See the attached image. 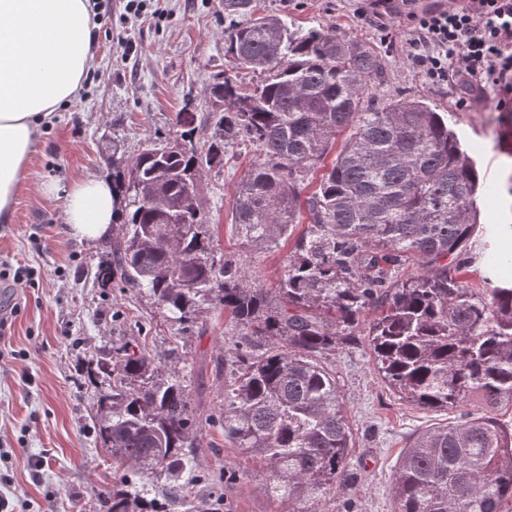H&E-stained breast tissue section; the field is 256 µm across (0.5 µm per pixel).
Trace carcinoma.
I'll return each mask as SVG.
<instances>
[{"instance_id": "1", "label": "carcinoma", "mask_w": 512, "mask_h": 512, "mask_svg": "<svg viewBox=\"0 0 512 512\" xmlns=\"http://www.w3.org/2000/svg\"><path fill=\"white\" fill-rule=\"evenodd\" d=\"M252 2L224 0L225 13L243 16L224 29L225 52L262 80L243 89L226 77L211 89L225 108L208 143L197 145L187 115L174 139L112 157L119 239L97 282L148 297L183 332L201 304L220 306L236 340L216 363L224 405L204 418L184 377L159 366L179 359L178 347L159 356L133 339L95 361L109 390L94 429L120 473L97 493L100 512L185 502L205 422L258 459L272 497L322 512L349 485L354 443L324 359L358 342L401 398L424 410L473 406L413 439L392 475V512H512V432L493 416L512 406V253L483 246L485 287L466 279L478 196L490 201L495 189L480 182L448 113L419 99L376 102L377 56L332 30L255 18ZM243 143L257 156L236 186L232 236L271 251L307 220L272 291L236 255H216L202 224L203 177ZM148 473L166 476L163 499L140 485ZM208 483L213 493L186 501L189 512H219L224 475Z\"/></svg>"}]
</instances>
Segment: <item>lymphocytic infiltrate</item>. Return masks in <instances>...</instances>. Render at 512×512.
<instances>
[{
  "instance_id": "1",
  "label": "lymphocytic infiltrate",
  "mask_w": 512,
  "mask_h": 512,
  "mask_svg": "<svg viewBox=\"0 0 512 512\" xmlns=\"http://www.w3.org/2000/svg\"><path fill=\"white\" fill-rule=\"evenodd\" d=\"M375 23L402 15L411 23L409 57L427 83H449L459 107L493 95L512 112V0H458L444 10H421L417 0H370Z\"/></svg>"
}]
</instances>
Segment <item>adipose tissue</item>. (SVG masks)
Listing matches in <instances>:
<instances>
[{
    "label": "adipose tissue",
    "mask_w": 512,
    "mask_h": 512,
    "mask_svg": "<svg viewBox=\"0 0 512 512\" xmlns=\"http://www.w3.org/2000/svg\"><path fill=\"white\" fill-rule=\"evenodd\" d=\"M97 27L92 0H0V224L13 219L40 126L79 99L95 68ZM113 209L105 180L81 179L65 194L67 228L90 244L110 235Z\"/></svg>",
    "instance_id": "ef3b65f1"
}]
</instances>
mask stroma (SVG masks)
Segmentation results:
<instances>
[{"label":"stroma","mask_w":512,"mask_h":512,"mask_svg":"<svg viewBox=\"0 0 512 512\" xmlns=\"http://www.w3.org/2000/svg\"><path fill=\"white\" fill-rule=\"evenodd\" d=\"M258 15L287 19L293 28L335 30L381 61L378 101L422 97L447 113L463 146H478L476 164L484 183L497 191L481 205L483 225L512 224V133L505 132L493 103L458 108V90L427 85L407 58L406 18L395 16L388 31L360 18L357 0H256ZM142 19L126 0H109L96 13L97 66L79 100L45 128L21 179L12 223L0 224V271L32 268L34 279L19 284L10 300L14 313L0 333V477H9L15 512H96L95 493L111 486L112 466L93 433L91 416L103 385L84 368L131 336L154 353L178 341L177 365L199 414L219 411L224 381L213 358L224 349L233 323L219 307H203L193 330L181 331L147 299L132 291L102 290L92 268L112 252L111 240L88 245L70 235L63 192L87 176H108L113 152L135 155L150 141L175 137L176 116L195 115V140L204 144L212 113L223 102L208 89L219 78L248 89L256 74L233 68L224 54V0H150ZM256 156L246 144L227 149L223 167L203 179L202 217L220 251L238 252L253 281L276 285L290 250L240 248L225 230L234 186ZM60 192L45 196L40 182ZM334 369L354 431L349 486L337 492L334 512H391L390 477L411 438L432 426L460 420L466 407L427 411L401 399L375 371L367 345L337 349L326 358ZM197 468L225 472L223 512H280L265 490L260 463L224 436L204 429ZM43 455L47 465L32 478L27 462Z\"/></svg>","instance_id":"obj_1"}]
</instances>
